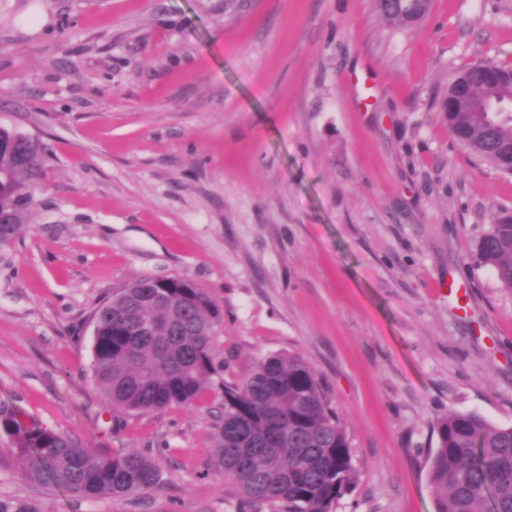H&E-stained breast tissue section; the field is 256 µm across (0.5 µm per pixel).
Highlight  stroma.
I'll list each match as a JSON object with an SVG mask.
<instances>
[{
	"label": "stroma",
	"instance_id": "1",
	"mask_svg": "<svg viewBox=\"0 0 512 512\" xmlns=\"http://www.w3.org/2000/svg\"><path fill=\"white\" fill-rule=\"evenodd\" d=\"M225 3L0 0V126L47 147L0 247V402L160 473L84 500L2 452L0 500L251 512L215 468L223 385L285 351L350 440L357 484L334 512H436L437 419L512 426V289L475 260L512 175L443 114L465 66H512V0H432L411 27L373 0ZM143 276L190 277L219 304L218 373L191 404L124 414L92 380L91 316Z\"/></svg>",
	"mask_w": 512,
	"mask_h": 512
}]
</instances>
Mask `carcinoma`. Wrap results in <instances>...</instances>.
Wrapping results in <instances>:
<instances>
[{"instance_id":"carcinoma-1","label":"carcinoma","mask_w":512,"mask_h":512,"mask_svg":"<svg viewBox=\"0 0 512 512\" xmlns=\"http://www.w3.org/2000/svg\"><path fill=\"white\" fill-rule=\"evenodd\" d=\"M384 18L414 24L431 0H377ZM492 74L467 67L448 87L466 88L463 109L445 113L448 130L481 159L503 168L512 126L489 120L487 103L512 97V67L485 62ZM45 146L0 126V228L16 237L33 204L28 187L43 175ZM479 262L512 289V216L498 219L478 242ZM162 292L170 304H153ZM222 311L194 280L140 277L103 300L92 314V377L114 409L144 413L189 404L208 387L217 368L211 355ZM155 324L151 336L136 327ZM288 430L268 446L273 427ZM428 483L436 512H512V427L476 413L450 411L437 421ZM32 484H50L75 496L119 498L159 480L154 461L138 450L95 453L77 439L27 421L0 402V438ZM217 467L231 479L241 501L274 506L277 512H332L356 482L349 438L330 408L316 371L300 357L272 353L258 360L238 383L224 384V417L218 427Z\"/></svg>"}]
</instances>
